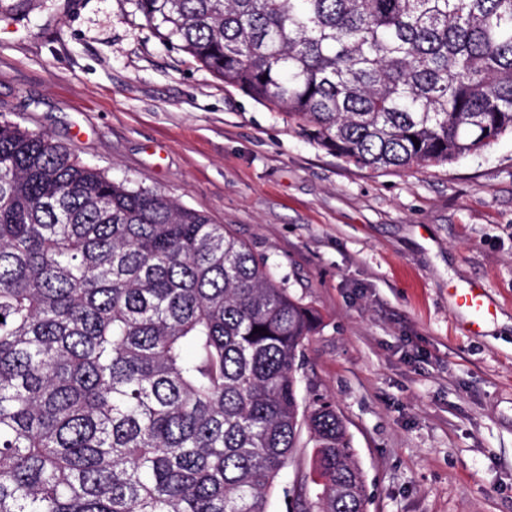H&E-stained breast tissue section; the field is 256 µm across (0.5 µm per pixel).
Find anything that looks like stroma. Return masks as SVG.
Instances as JSON below:
<instances>
[{"mask_svg": "<svg viewBox=\"0 0 512 512\" xmlns=\"http://www.w3.org/2000/svg\"><path fill=\"white\" fill-rule=\"evenodd\" d=\"M224 225L321 321L367 512H512V135L372 170L160 39L133 0H0V120ZM480 285V333L452 297Z\"/></svg>", "mask_w": 512, "mask_h": 512, "instance_id": "stroma-1", "label": "stroma"}]
</instances>
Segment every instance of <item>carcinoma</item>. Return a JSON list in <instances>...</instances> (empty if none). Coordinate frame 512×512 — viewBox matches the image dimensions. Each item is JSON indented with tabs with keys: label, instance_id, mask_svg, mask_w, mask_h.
<instances>
[{
	"label": "carcinoma",
	"instance_id": "carcinoma-1",
	"mask_svg": "<svg viewBox=\"0 0 512 512\" xmlns=\"http://www.w3.org/2000/svg\"><path fill=\"white\" fill-rule=\"evenodd\" d=\"M135 5L356 165L449 164L512 133V0ZM0 316V512H270L279 491L366 512L335 405L299 396L315 310L224 225L8 121ZM304 426L317 479L281 490Z\"/></svg>",
	"mask_w": 512,
	"mask_h": 512
}]
</instances>
